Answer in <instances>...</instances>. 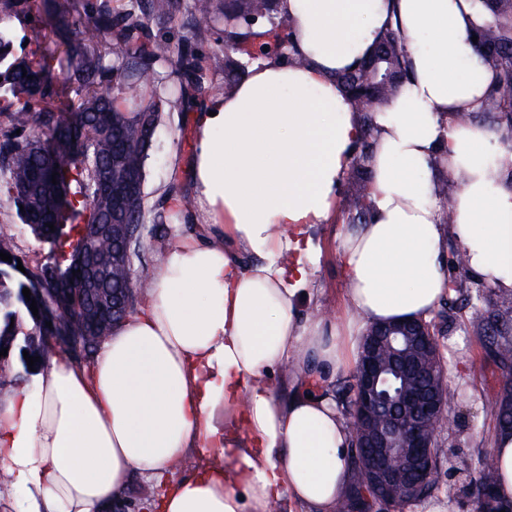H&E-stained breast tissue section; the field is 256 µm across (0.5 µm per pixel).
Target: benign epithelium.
Returning a JSON list of instances; mask_svg holds the SVG:
<instances>
[{"label":"benign epithelium","instance_id":"7a95c632","mask_svg":"<svg viewBox=\"0 0 512 512\" xmlns=\"http://www.w3.org/2000/svg\"><path fill=\"white\" fill-rule=\"evenodd\" d=\"M137 224H112V259L129 264V242ZM432 330L424 324L405 322L387 330L371 328L362 339L358 368L353 380L352 412L359 430L353 432L354 455L359 472L353 483L360 488L351 512H401L400 505L423 492L421 463L435 458L438 430L453 426L440 392L421 385L399 390L391 401L383 399L384 368L375 350L397 345L406 355L418 343L428 352Z\"/></svg>","mask_w":512,"mask_h":512}]
</instances>
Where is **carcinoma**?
Masks as SVG:
<instances>
[{"label": "carcinoma", "instance_id": "1", "mask_svg": "<svg viewBox=\"0 0 512 512\" xmlns=\"http://www.w3.org/2000/svg\"><path fill=\"white\" fill-rule=\"evenodd\" d=\"M112 0H96L78 13L75 0H44L47 35L60 39L57 58L14 54L15 32L7 20L22 14L26 0H0V115L10 126L0 127V195L19 212L21 221L51 249L70 246L61 259L43 265L38 273L17 269L19 255L12 237L0 235V251L12 262L0 259V387L13 386L32 375L23 352L40 358L34 369L50 363L58 348L74 339L84 356L93 357L122 316L112 311V301H101L78 293L79 309L67 316L55 314L53 285L59 280L78 283L83 269L78 257L85 251L83 228L112 216V185L129 174L137 176L128 199L127 223L144 218L145 165L155 129L167 101L143 93L145 78L154 76V64L164 60L169 76L179 84L183 101L190 102L203 90L197 75L205 69L202 55L191 42L175 46L151 39L150 27L161 25L182 11L183 0H145L140 13L112 9ZM482 24L476 28L475 51L494 74L480 111L462 120L493 128L501 137L506 154L499 164L506 172L505 185L512 190V0H479ZM224 14V82L232 86L247 73L249 64L270 56L292 58L298 54L292 31L280 25L251 26L252 0H194V17L211 16L212 9ZM78 27L77 38L67 37ZM75 92L61 100L55 66ZM409 55L400 33L391 28L375 44L367 58L354 69L336 73L338 83L350 99L361 98L365 133L355 145L351 159V183L339 202L343 221L361 224L371 210L370 159L374 113L382 111L408 79ZM120 81V93H112V82ZM75 138L66 160L57 155L56 142ZM57 183H52V180ZM54 224L50 231L47 224ZM94 260L104 273V287L127 285L130 269L112 263V241L99 240ZM37 302L33 315L23 288ZM448 288L466 289V301L478 321V334L497 356L501 369L512 370V306L494 310L493 291L483 288L469 274L449 278ZM52 326H46V323ZM512 399V381L484 400L486 412L497 430L512 429V414L506 406ZM441 449L425 479L420 499L438 488ZM498 472L477 459L468 471L462 493L472 508L482 512L494 503L505 506L494 494Z\"/></svg>", "mask_w": 512, "mask_h": 512}]
</instances>
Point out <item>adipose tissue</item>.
<instances>
[{
	"label": "adipose tissue",
	"instance_id": "adipose-tissue-1",
	"mask_svg": "<svg viewBox=\"0 0 512 512\" xmlns=\"http://www.w3.org/2000/svg\"><path fill=\"white\" fill-rule=\"evenodd\" d=\"M295 59L249 66L195 120L193 233L173 230L140 309L89 367L55 358L35 393L0 407V462L16 512H104L134 472L166 485L157 512H270L293 498L335 512L350 481V428L330 393L280 399L286 364L328 383L354 366L359 324L426 319L448 288L449 241L472 272L512 291V190L498 135L449 122L477 111L492 74L472 44L473 0H281ZM398 28L411 62L375 115L372 208L344 227L347 320H300L336 197L364 128L337 85ZM453 201L440 221L434 172ZM234 413L215 422L217 406ZM196 470L169 474L185 455Z\"/></svg>",
	"mask_w": 512,
	"mask_h": 512
}]
</instances>
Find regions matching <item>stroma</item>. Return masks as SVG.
I'll use <instances>...</instances> for the list:
<instances>
[{"mask_svg": "<svg viewBox=\"0 0 512 512\" xmlns=\"http://www.w3.org/2000/svg\"><path fill=\"white\" fill-rule=\"evenodd\" d=\"M47 17L42 0H31L28 16L14 20L17 31L15 52L24 55L28 50L55 52L56 46L44 36ZM198 51L216 61L217 66L207 71L205 91L193 104L181 102L166 74H159L148 87L151 95L169 100L156 128L153 146L145 166V221L144 239L140 255L133 261V277L148 275L156 263V252L168 227L175 221L171 206V187L191 193V165L193 160L194 115L212 98L214 90L224 89V73L219 68L224 60V20L213 17L208 37L198 43ZM342 222L315 226L312 234L321 247V256L313 272L315 298L303 302L301 312L313 318L338 319L345 313L347 273L338 251L336 237ZM0 230L14 238L18 253L29 270H37L53 260L49 244L40 241L22 224L13 203L0 198ZM442 363L448 380L459 388L457 402L448 413L454 421L452 429L438 434L440 448L453 449L456 461L448 465V475L442 476L437 490L428 498L408 505L404 512H435L437 507L452 504L454 512H472L471 504L461 492L463 475L458 459L480 453H490L494 440V422L484 409V398L497 392L502 384L497 363L486 353L480 336L464 319L451 323L449 332L440 339Z\"/></svg>", "mask_w": 512, "mask_h": 512, "instance_id": "stroma-1", "label": "stroma"}]
</instances>
